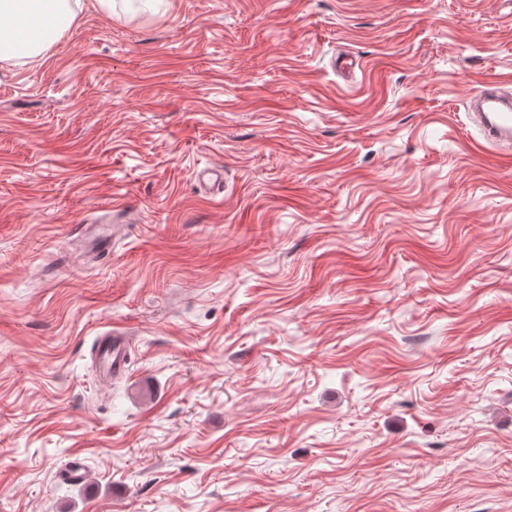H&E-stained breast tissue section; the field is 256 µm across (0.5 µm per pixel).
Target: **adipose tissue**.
<instances>
[{"label":"adipose tissue","instance_id":"obj_1","mask_svg":"<svg viewBox=\"0 0 512 512\" xmlns=\"http://www.w3.org/2000/svg\"><path fill=\"white\" fill-rule=\"evenodd\" d=\"M81 0H0V61L41 56L76 22Z\"/></svg>","mask_w":512,"mask_h":512}]
</instances>
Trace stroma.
<instances>
[{
	"instance_id": "1",
	"label": "stroma",
	"mask_w": 512,
	"mask_h": 512,
	"mask_svg": "<svg viewBox=\"0 0 512 512\" xmlns=\"http://www.w3.org/2000/svg\"><path fill=\"white\" fill-rule=\"evenodd\" d=\"M488 80L512 0H85L0 65V512H512ZM133 347L128 336L112 330L111 334L98 336L94 362L102 381H112L124 375L130 366Z\"/></svg>"
}]
</instances>
